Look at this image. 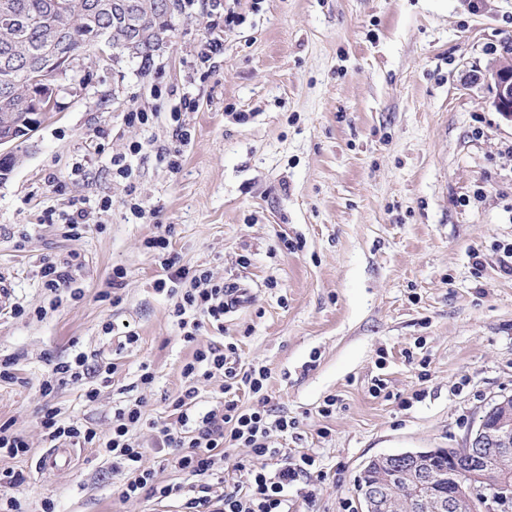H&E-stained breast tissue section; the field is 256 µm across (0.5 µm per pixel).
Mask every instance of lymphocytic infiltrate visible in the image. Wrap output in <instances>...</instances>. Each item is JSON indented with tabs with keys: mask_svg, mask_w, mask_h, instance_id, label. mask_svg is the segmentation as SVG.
I'll list each match as a JSON object with an SVG mask.
<instances>
[{
	"mask_svg": "<svg viewBox=\"0 0 512 512\" xmlns=\"http://www.w3.org/2000/svg\"><path fill=\"white\" fill-rule=\"evenodd\" d=\"M169 236V231L157 232L148 239L147 246L162 271L155 287L173 298L183 340L195 346L191 359L182 368L183 377L191 383L219 375L225 392H262L267 369L253 366L239 370L233 361L235 344L222 348L196 346V337L204 325L223 328L225 289L209 271L180 265L169 251ZM115 373L114 364L90 365L87 355L80 352L55 363L40 381L39 389L48 396L60 386L77 384L84 387L86 400L92 402L97 399L98 390L89 386V379L96 376L108 382ZM195 397V389L189 386L173 401L176 419L158 428L155 440L156 447L167 452L166 464L184 477L181 486L159 481L156 470L143 464L146 447L138 438L145 424L142 400L127 401L113 410L112 430L105 436L91 424L63 419L54 407L44 409L39 427L48 441L94 448L101 456L111 457L113 471L124 475L119 488L122 500L162 501L177 494L181 497L179 512H288V488L310 476L314 458L302 457L300 464L284 465L272 473L255 468L253 462L280 456V449L271 445V436L276 431L284 433L296 428V421L283 415L272 416L262 407L242 408L232 400L217 402L198 416L192 410ZM228 447L249 449L253 462L245 467V486L219 493L214 491L212 482L224 471V450Z\"/></svg>",
	"mask_w": 512,
	"mask_h": 512,
	"instance_id": "lymphocytic-infiltrate-1",
	"label": "lymphocytic infiltrate"
}]
</instances>
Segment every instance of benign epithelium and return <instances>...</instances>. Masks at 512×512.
Segmentation results:
<instances>
[{"label":"benign epithelium","instance_id":"benign-epithelium-1","mask_svg":"<svg viewBox=\"0 0 512 512\" xmlns=\"http://www.w3.org/2000/svg\"><path fill=\"white\" fill-rule=\"evenodd\" d=\"M133 0H112V14L124 15L126 29L112 31V39L104 41L105 48H97L99 56L111 59L117 50L136 54L140 43L148 42L152 49L160 50L169 40V29L155 23L145 29L133 12ZM67 33L62 32L44 42L40 52L27 66L28 88L35 90L55 88L66 73L74 69L79 60L77 53L66 49ZM495 84L494 106L502 116L512 121V64H504L490 74ZM54 98L36 97L33 112L26 119L27 135L38 128L40 117L51 111ZM494 451L501 457L512 455V396L495 400L481 416L478 427L471 432L461 448L447 449L448 458L466 457L471 464L487 462L488 453ZM437 452L435 448L405 451L374 458L378 474L373 481L357 489L359 512H464L468 507L476 512H508L509 504L493 500L483 493V486L492 483L488 470L481 476L466 474L468 480H459L458 490L452 496H440L430 491L432 476L421 468L424 458Z\"/></svg>","mask_w":512,"mask_h":512}]
</instances>
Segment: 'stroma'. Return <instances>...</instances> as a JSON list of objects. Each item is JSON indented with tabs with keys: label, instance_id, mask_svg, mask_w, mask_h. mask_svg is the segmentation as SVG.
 I'll use <instances>...</instances> for the list:
<instances>
[{
	"label": "stroma",
	"instance_id": "stroma-1",
	"mask_svg": "<svg viewBox=\"0 0 512 512\" xmlns=\"http://www.w3.org/2000/svg\"><path fill=\"white\" fill-rule=\"evenodd\" d=\"M227 11L237 26L220 24ZM170 24L148 63L83 53L79 91H55L0 181V281L24 309L0 317L19 375L0 382V425L30 444L0 468L24 473L13 494L25 512L46 497L57 512H175V496L121 500L93 448L40 472L36 421L50 405L106 434L113 405L137 397L148 420L172 421L196 345L231 342L239 367L268 369L269 409L298 422L275 447L317 460L314 483L289 488L290 512H358L368 460L461 447L512 394V122L485 78L512 58V0H192ZM211 38L223 50L207 68ZM71 202L85 210L77 237L60 230ZM160 224L182 265L245 287L223 330L193 344L154 288L146 241ZM46 259L73 267L56 295ZM80 351L115 363L113 382L93 402L78 385L43 396L50 363Z\"/></svg>",
	"mask_w": 512,
	"mask_h": 512
}]
</instances>
